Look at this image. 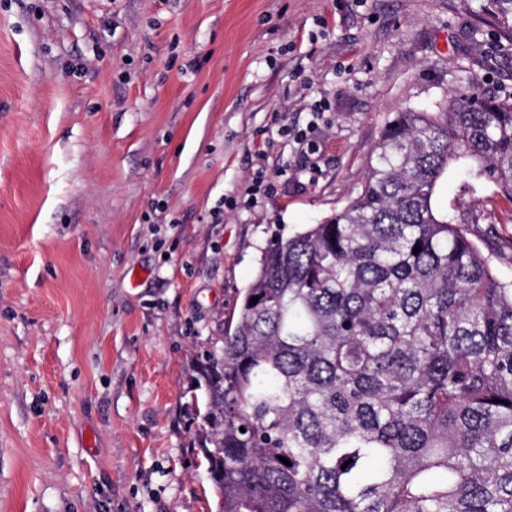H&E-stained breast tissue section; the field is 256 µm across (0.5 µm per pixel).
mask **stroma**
<instances>
[{
    "instance_id": "obj_1",
    "label": "stroma",
    "mask_w": 512,
    "mask_h": 512,
    "mask_svg": "<svg viewBox=\"0 0 512 512\" xmlns=\"http://www.w3.org/2000/svg\"><path fill=\"white\" fill-rule=\"evenodd\" d=\"M472 85L512 94L496 0H0V512H216L193 345ZM436 202L512 282V200Z\"/></svg>"
}]
</instances>
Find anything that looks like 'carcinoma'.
I'll return each mask as SVG.
<instances>
[{
    "instance_id": "carcinoma-1",
    "label": "carcinoma",
    "mask_w": 512,
    "mask_h": 512,
    "mask_svg": "<svg viewBox=\"0 0 512 512\" xmlns=\"http://www.w3.org/2000/svg\"><path fill=\"white\" fill-rule=\"evenodd\" d=\"M453 163L512 201V97L396 113L357 196L270 239L195 345L217 512H512V284L433 205Z\"/></svg>"
}]
</instances>
